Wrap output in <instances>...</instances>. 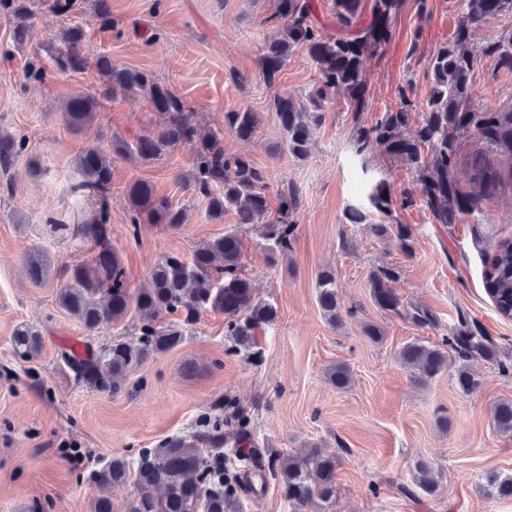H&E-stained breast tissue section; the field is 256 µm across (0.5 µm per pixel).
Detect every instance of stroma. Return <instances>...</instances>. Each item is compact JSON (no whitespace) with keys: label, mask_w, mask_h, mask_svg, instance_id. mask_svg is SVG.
Here are the masks:
<instances>
[{"label":"stroma","mask_w":512,"mask_h":512,"mask_svg":"<svg viewBox=\"0 0 512 512\" xmlns=\"http://www.w3.org/2000/svg\"><path fill=\"white\" fill-rule=\"evenodd\" d=\"M112 26H92V47L117 64L156 75L193 107L202 126L223 127L224 114L245 106L263 115L250 145L225 135L230 152L247 151L271 176L275 187L294 186L300 197L296 238L288 256L269 265L248 234L247 270L260 296L273 302L278 320L261 338L264 359L253 364L224 354V319L202 315L179 348L149 358L117 392L77 384L57 358L60 345L89 341L93 348L127 336L124 325L87 333L60 309L61 265L90 260L88 242L53 231L54 223L78 224L90 204L72 187L79 180L75 159L88 146L108 145L112 135L127 139L150 131L157 115L142 97L115 94L84 135L70 131L64 105L77 90L100 86V76L52 75L46 83L25 79L21 56L11 48L8 26L0 22V130L20 131L29 142L26 157L0 171V512H90L96 489L88 475L98 464L122 456L136 461L140 449L192 431L199 415L225 399L249 411L260 436L282 453L318 448L336 454V500L330 512H512V498L486 494V475L512 473V437L500 435L491 410L512 401V372L476 361L478 386L461 392L453 369L419 382L398 359L408 342L441 343L460 315L480 322L502 356L512 357V320L502 318L482 284V257L499 240L512 237V197L486 204L479 225H458L448 234L429 214L413 207L397 211L410 225L414 254L347 223L345 211L357 200L359 176L387 178L392 197L416 185L406 163L376 151L355 158L354 123L344 100L327 104L307 161H296L265 106L273 94L299 96L316 79L305 53L292 56L276 87H267L259 57L274 25L275 0H109ZM458 0H427L418 15L407 0L392 24L382 60L365 65L370 108L360 121L372 126L396 108L400 94L414 104L431 89L429 60L457 23ZM512 29V19L489 20L472 46V107L496 111L512 101V74L500 70L485 46ZM417 52H410L411 37ZM189 148L179 145L162 159L142 164L112 163V246L120 254L130 288H137L165 254L191 253L203 242L234 229V218L213 220L206 202L188 189ZM147 181L157 195L187 206L190 222L178 229L140 225L131 233L127 189ZM44 251L52 273L46 285L30 279L26 255ZM379 266L398 268L393 288L400 313L380 309L369 288ZM333 270L341 321L330 325L316 298L323 269ZM437 318L421 327L414 307ZM38 328L41 350L15 354L12 336L20 324ZM383 332L368 342L365 324ZM352 380L342 390L328 379L336 364ZM447 426H440V418ZM432 463L441 480L438 498L403 496L418 459Z\"/></svg>","instance_id":"35a3bbf8"}]
</instances>
